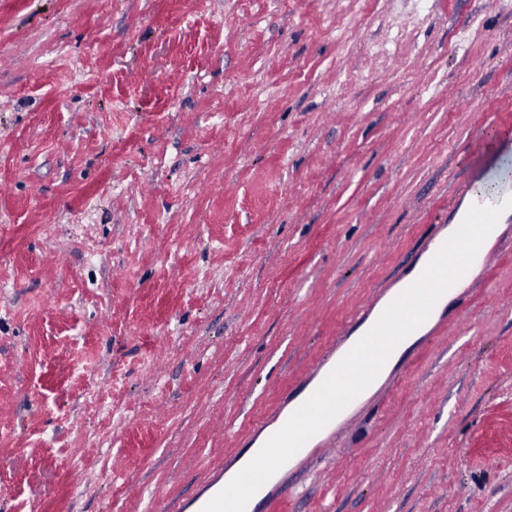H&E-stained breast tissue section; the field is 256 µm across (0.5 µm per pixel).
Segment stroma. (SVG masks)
Returning a JSON list of instances; mask_svg holds the SVG:
<instances>
[{"label":"stroma","instance_id":"1","mask_svg":"<svg viewBox=\"0 0 512 512\" xmlns=\"http://www.w3.org/2000/svg\"><path fill=\"white\" fill-rule=\"evenodd\" d=\"M512 129V0H0V512H163ZM273 512H512V219Z\"/></svg>","mask_w":512,"mask_h":512}]
</instances>
